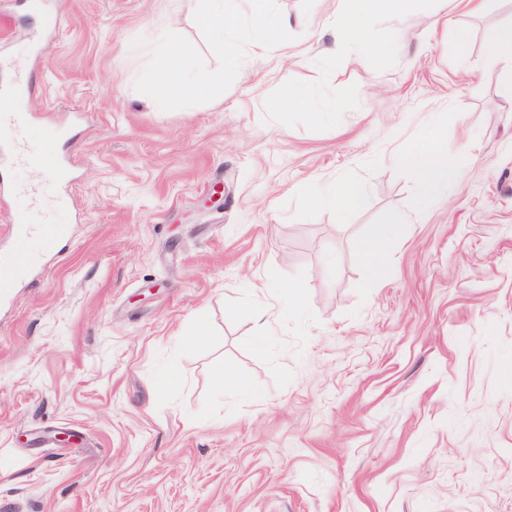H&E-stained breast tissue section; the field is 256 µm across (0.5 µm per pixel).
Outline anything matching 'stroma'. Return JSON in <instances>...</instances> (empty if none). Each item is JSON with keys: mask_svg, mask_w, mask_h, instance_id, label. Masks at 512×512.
Masks as SVG:
<instances>
[{"mask_svg": "<svg viewBox=\"0 0 512 512\" xmlns=\"http://www.w3.org/2000/svg\"><path fill=\"white\" fill-rule=\"evenodd\" d=\"M7 4L17 141L62 168L0 163V512H512V0L381 8L366 58L340 0H269L265 56L250 0L221 50L190 0ZM167 39L205 95L144 97ZM431 127L459 182L424 203L398 159ZM340 182L347 216L303 192ZM253 22L251 25V48L255 54L269 53L273 48L275 31L289 24L288 18L272 16L267 8V0H252ZM487 51L489 56L510 66L512 74V24L491 30L487 36ZM404 224H410V221L407 218H399L390 224L376 225L360 241V250L369 259L374 277H382L386 274L384 258L388 242L401 233Z\"/></svg>", "mask_w": 512, "mask_h": 512, "instance_id": "35a3bbf8", "label": "stroma"}]
</instances>
